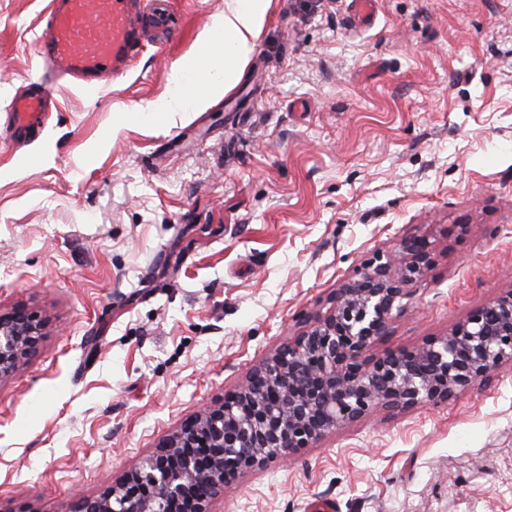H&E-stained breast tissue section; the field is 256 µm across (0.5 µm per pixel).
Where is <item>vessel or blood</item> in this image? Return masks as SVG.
Here are the masks:
<instances>
[{
  "label": "vessel or blood",
  "instance_id": "1",
  "mask_svg": "<svg viewBox=\"0 0 512 512\" xmlns=\"http://www.w3.org/2000/svg\"><path fill=\"white\" fill-rule=\"evenodd\" d=\"M140 0H52L37 44L44 62L84 89L123 79L145 36L167 40L174 29L166 8L143 13ZM50 90L46 81L15 98L10 106L11 143L46 120Z\"/></svg>",
  "mask_w": 512,
  "mask_h": 512
}]
</instances>
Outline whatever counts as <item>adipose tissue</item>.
Segmentation results:
<instances>
[{"label": "adipose tissue", "mask_w": 512, "mask_h": 512, "mask_svg": "<svg viewBox=\"0 0 512 512\" xmlns=\"http://www.w3.org/2000/svg\"><path fill=\"white\" fill-rule=\"evenodd\" d=\"M229 3L219 24V38L208 39L186 62L192 71L205 67L203 88L193 94L178 89L161 104V111L183 112L188 107L200 105L205 96L232 86L241 76L265 23L271 0H229Z\"/></svg>", "instance_id": "obj_1"}]
</instances>
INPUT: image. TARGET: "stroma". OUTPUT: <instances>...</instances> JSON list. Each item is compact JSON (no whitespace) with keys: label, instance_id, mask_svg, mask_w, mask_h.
Instances as JSON below:
<instances>
[{"label":"stroma","instance_id":"1","mask_svg":"<svg viewBox=\"0 0 512 512\" xmlns=\"http://www.w3.org/2000/svg\"><path fill=\"white\" fill-rule=\"evenodd\" d=\"M50 0H0V129L42 71ZM228 0H170L173 43L66 83L0 151V312L47 323L0 384V512H70L322 310L373 254L433 264L379 350L512 289V0H272L242 78L147 113ZM512 512V365L246 473L211 512Z\"/></svg>","mask_w":512,"mask_h":512}]
</instances>
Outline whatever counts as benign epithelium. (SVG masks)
I'll list each match as a JSON object with an SVG mask.
<instances>
[{
    "label": "benign epithelium",
    "instance_id": "1",
    "mask_svg": "<svg viewBox=\"0 0 512 512\" xmlns=\"http://www.w3.org/2000/svg\"><path fill=\"white\" fill-rule=\"evenodd\" d=\"M432 255L429 240L412 237L394 255L367 260L234 392L186 419L139 466L76 499L72 512H210L224 485L245 472L286 461L374 411L446 402L512 363V290L420 346L371 354L406 312L409 285ZM43 340L34 315L0 314V383Z\"/></svg>",
    "mask_w": 512,
    "mask_h": 512
}]
</instances>
